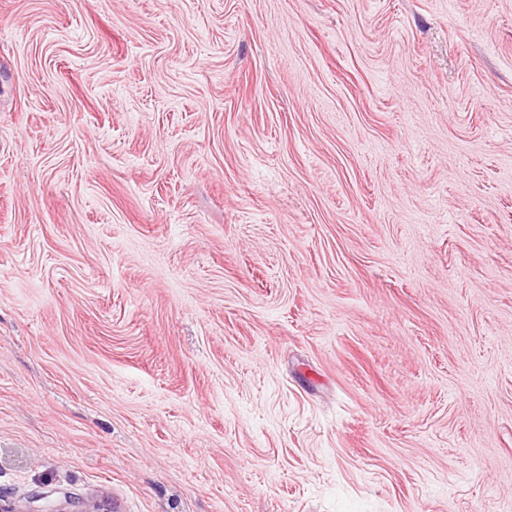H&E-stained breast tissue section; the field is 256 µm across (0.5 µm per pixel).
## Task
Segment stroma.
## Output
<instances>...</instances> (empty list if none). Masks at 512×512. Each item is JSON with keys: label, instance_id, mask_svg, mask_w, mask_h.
<instances>
[{"label": "stroma", "instance_id": "stroma-1", "mask_svg": "<svg viewBox=\"0 0 512 512\" xmlns=\"http://www.w3.org/2000/svg\"><path fill=\"white\" fill-rule=\"evenodd\" d=\"M512 512V0H0V497Z\"/></svg>", "mask_w": 512, "mask_h": 512}]
</instances>
